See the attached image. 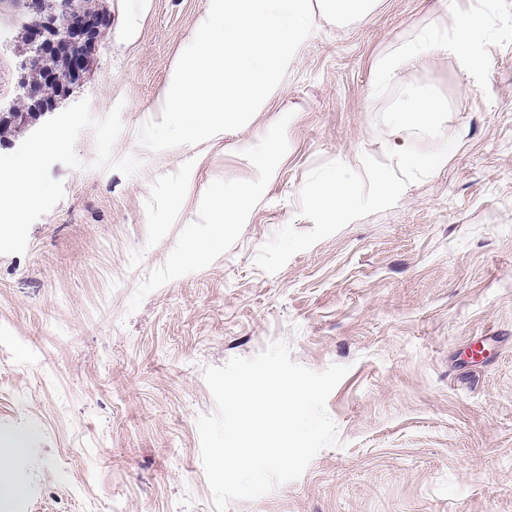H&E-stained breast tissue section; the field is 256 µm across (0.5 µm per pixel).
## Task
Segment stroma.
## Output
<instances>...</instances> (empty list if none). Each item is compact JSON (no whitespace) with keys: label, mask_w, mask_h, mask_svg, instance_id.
<instances>
[{"label":"stroma","mask_w":512,"mask_h":512,"mask_svg":"<svg viewBox=\"0 0 512 512\" xmlns=\"http://www.w3.org/2000/svg\"><path fill=\"white\" fill-rule=\"evenodd\" d=\"M204 3L153 0L134 44L104 36L57 114L0 146V172L35 150L47 181L20 232L0 237V432L29 436L12 469L27 512H216L197 430L214 409L204 369L273 340L311 370L348 366L326 404L342 444L228 512H512V45L490 47L484 89L444 50L402 67L395 86L447 97L456 147L395 206L269 274L259 248L285 225L313 227L298 214L308 172L361 169L397 138L377 122L376 61L450 12L382 0L349 25L319 22L270 111L196 147L197 185H232L281 140L248 219L216 230L192 193L149 248L150 187L184 149H141L136 130Z\"/></svg>","instance_id":"1"}]
</instances>
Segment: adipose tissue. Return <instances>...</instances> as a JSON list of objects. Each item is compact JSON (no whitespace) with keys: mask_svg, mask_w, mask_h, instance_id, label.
<instances>
[{"mask_svg":"<svg viewBox=\"0 0 512 512\" xmlns=\"http://www.w3.org/2000/svg\"><path fill=\"white\" fill-rule=\"evenodd\" d=\"M280 144L276 141L264 143L256 155L259 178L241 185L227 186L215 180L204 185L199 192L198 207L205 213L209 224L224 226L243 223L251 212L252 202L261 187L260 179L266 176L273 161L278 157ZM45 179L33 157L25 156L16 162L10 174L9 188L0 203L14 213H22L36 201L44 189Z\"/></svg>","mask_w":512,"mask_h":512,"instance_id":"1","label":"adipose tissue"}]
</instances>
